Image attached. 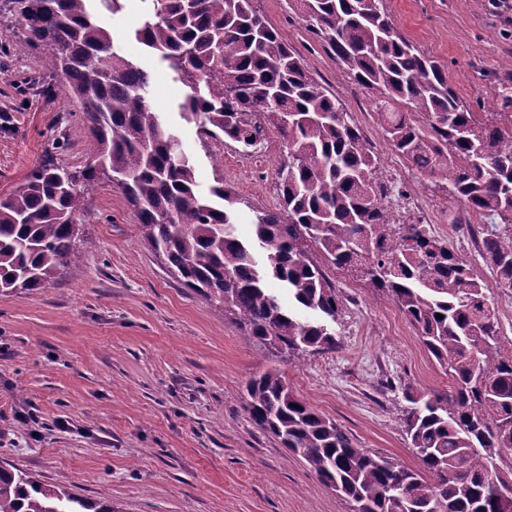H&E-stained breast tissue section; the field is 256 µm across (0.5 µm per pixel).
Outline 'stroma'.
I'll list each match as a JSON object with an SVG mask.
<instances>
[{
    "label": "stroma",
    "instance_id": "35a3bbf8",
    "mask_svg": "<svg viewBox=\"0 0 512 512\" xmlns=\"http://www.w3.org/2000/svg\"><path fill=\"white\" fill-rule=\"evenodd\" d=\"M257 6L371 142L393 191L391 208H401L405 189L424 201L433 235L483 278L511 340L512 290L500 287L479 253L468 229L474 216L392 150L373 97L312 38L295 0ZM143 7L126 0L108 15L113 35L128 55L147 60L154 108L191 155L201 187L220 179L239 197L237 231L251 237L255 210L280 206L282 140L272 133L266 149L247 151L201 141L178 113L185 87L132 37ZM386 8L400 33L445 68L464 104L490 100L512 61V10L492 0H386ZM19 33L13 19H0V195L46 157L81 166L89 150L72 103L45 102L33 88L41 56L13 52ZM61 132L67 143L58 148ZM85 199L77 222L87 248L45 287L0 293V462L84 499L110 496L118 512H351L300 457L251 424L244 386L275 367L359 447L417 467L400 422L404 392H443L451 382L389 295L354 270L328 268L342 302L340 347L300 360L275 357L248 341L222 305L168 273L117 187L95 184Z\"/></svg>",
    "mask_w": 512,
    "mask_h": 512
}]
</instances>
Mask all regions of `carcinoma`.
Listing matches in <instances>:
<instances>
[{
  "label": "carcinoma",
  "mask_w": 512,
  "mask_h": 512,
  "mask_svg": "<svg viewBox=\"0 0 512 512\" xmlns=\"http://www.w3.org/2000/svg\"><path fill=\"white\" fill-rule=\"evenodd\" d=\"M22 30L14 50L41 54L37 90L76 104L92 138L88 163L45 159L0 197V292L54 280L78 255L84 190L107 181L137 213L139 232L182 284L224 305L244 336L272 354L334 351L341 300L323 264L360 272L399 305L452 395L407 393L403 430L418 459L409 468L360 448L336 422L298 398L282 373L249 380L252 424L301 457L354 512H512V351L480 276L425 224H397L377 155L350 113L255 0H151L135 30L188 91L180 116L200 139L248 149L276 132L280 208L255 211L253 240L225 231L237 199L220 182L204 191L194 165L150 102V68L123 54L91 0H9ZM307 31L354 81L372 91L392 149L449 187L486 224L481 255L512 289V61L492 111L473 112L441 65L397 30L385 0H297ZM227 206H217L212 198ZM317 250L321 260L312 257ZM292 295L285 308L266 288ZM443 318H437V315ZM0 512H118L0 464Z\"/></svg>",
  "instance_id": "cac0c4a2"
}]
</instances>
